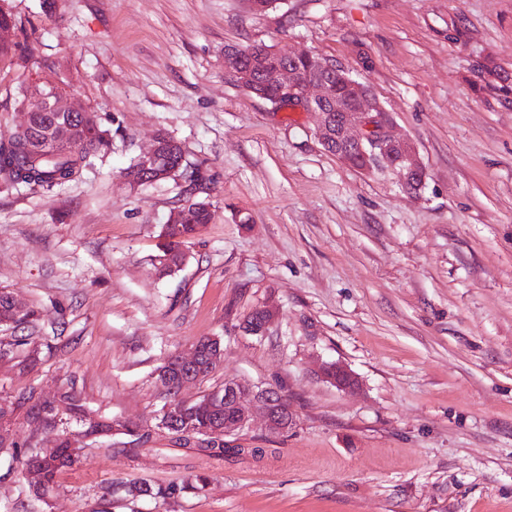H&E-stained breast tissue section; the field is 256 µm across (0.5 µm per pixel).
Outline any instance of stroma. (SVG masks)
Returning <instances> with one entry per match:
<instances>
[{"label": "stroma", "mask_w": 512, "mask_h": 512, "mask_svg": "<svg viewBox=\"0 0 512 512\" xmlns=\"http://www.w3.org/2000/svg\"><path fill=\"white\" fill-rule=\"evenodd\" d=\"M0 142L32 83L60 82L112 129V152L45 194L0 189V290L53 336L36 368L0 367V398L71 385L91 413L151 430L84 439L46 497L0 452V512H512V0H6ZM311 51L367 84L426 177L406 192L327 152L310 112L276 110L230 78L224 48ZM200 168L212 220L158 274L176 178L130 189L157 134ZM270 306L262 336L239 324ZM205 337L224 357L179 399L230 381L286 395L240 456L192 458L156 432V369ZM344 362L353 393L313 368ZM263 449L260 458L249 456ZM202 488L129 498L120 484Z\"/></svg>", "instance_id": "obj_1"}]
</instances>
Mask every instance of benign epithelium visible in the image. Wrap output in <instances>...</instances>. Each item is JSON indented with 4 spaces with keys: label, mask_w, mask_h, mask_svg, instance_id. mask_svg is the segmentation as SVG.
Listing matches in <instances>:
<instances>
[{
    "label": "benign epithelium",
    "mask_w": 512,
    "mask_h": 512,
    "mask_svg": "<svg viewBox=\"0 0 512 512\" xmlns=\"http://www.w3.org/2000/svg\"><path fill=\"white\" fill-rule=\"evenodd\" d=\"M224 63L236 84L254 96L280 109L317 114L319 141L326 148L336 144L334 154L345 163L352 164L353 155L358 153L366 160L360 171L392 170L400 176L402 187L408 192L421 190L426 173L415 145L393 133L389 111L365 84L343 67L312 52L289 53L263 44L245 48L228 46L224 48ZM30 100L40 105L45 103L55 112L69 113V124L56 133V144L60 147L73 146L91 117L86 107L60 87H36ZM164 147L162 136H156L151 149L135 160V174L121 175L123 182L136 189L148 175L166 178L176 173L177 165L161 168ZM414 178L420 180V184L412 188L409 183ZM194 210L195 204L189 201L171 214L167 223L191 224ZM9 301L7 312L0 315L1 327L15 325L26 311V305L17 296L10 295ZM263 310L262 327L246 320L242 325L244 332L252 335L266 332L275 310L270 306ZM223 354L219 339H200L189 352L165 359L159 372H165L172 362L179 365L181 373L172 383L178 392L185 384L200 379L204 363H219ZM315 372L322 381L341 391L353 392L360 387L357 375L340 361L322 362L316 365ZM282 400L283 396L276 391H255L239 382H227L217 393L205 395L196 404L197 408L209 411L224 407V424L203 430L201 436L208 441L223 440L233 431L244 428L255 409L261 412L269 432L284 433L295 424V418L280 414L278 406Z\"/></svg>",
    "instance_id": "obj_1"
}]
</instances>
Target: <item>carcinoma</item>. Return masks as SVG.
<instances>
[{
	"instance_id": "cac0c4a2",
	"label": "carcinoma",
	"mask_w": 512,
	"mask_h": 512,
	"mask_svg": "<svg viewBox=\"0 0 512 512\" xmlns=\"http://www.w3.org/2000/svg\"><path fill=\"white\" fill-rule=\"evenodd\" d=\"M63 121L58 112H50L35 107V120L32 127L24 134L11 140L6 145H0V186L12 189L24 186L33 193L53 192L63 186L79 181L84 173L94 167L96 161L102 159L112 149V135L103 126H97L89 121L81 133L79 144L74 148H62L51 154H37L30 147L38 142H45L54 137L56 130ZM198 206L193 224H171L161 228L160 237L163 239L162 255L171 256L177 261L185 254L181 246L187 240L199 233L198 226L210 223L212 213L207 203L196 199ZM51 403L65 406L68 414L64 419L57 420L46 411V402L34 397L33 394L20 395L12 402L13 408L25 410L28 421L36 425V429L50 434L52 432L61 436L57 448L54 449L56 463L45 468L47 484H54L57 473L65 467L72 465L79 456V440L70 436L67 427L72 422L82 423L80 434L84 438L95 437L96 434L112 428V420L89 425L82 422L85 407L81 399L72 390L60 392L50 398ZM11 448L17 450L23 467L39 466L41 459L39 448L18 450V444L11 443ZM245 452L241 448H229L224 444L211 448L194 450L197 455L214 459H224L231 455ZM131 487L146 496L158 498H171L187 489V486H153L151 484L131 483Z\"/></svg>"
}]
</instances>
